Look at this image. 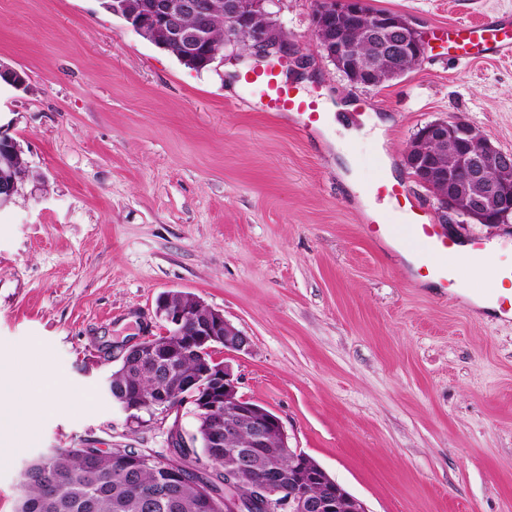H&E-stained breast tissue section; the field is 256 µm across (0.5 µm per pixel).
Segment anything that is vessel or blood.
<instances>
[{"mask_svg":"<svg viewBox=\"0 0 512 512\" xmlns=\"http://www.w3.org/2000/svg\"><path fill=\"white\" fill-rule=\"evenodd\" d=\"M449 50L459 57L476 61L491 56H512V19L488 17L476 23H462L447 31ZM251 94L263 101L266 111L289 112L301 130L317 127L322 116L314 103L308 102L294 87L282 84L277 75L270 71L250 77ZM374 195L395 202L405 215V240L439 256L440 261L428 269V276L439 279V286L445 294L455 295L465 289L462 274L467 267L486 261L487 255L482 241L470 244L467 253L455 252V242L446 234L441 225L432 223L428 214L417 202L416 196L404 184L377 182Z\"/></svg>","mask_w":512,"mask_h":512,"instance_id":"1","label":"vessel or blood"}]
</instances>
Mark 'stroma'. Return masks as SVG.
Returning a JSON list of instances; mask_svg holds the SVG:
<instances>
[{
  "label": "stroma",
  "mask_w": 512,
  "mask_h": 512,
  "mask_svg": "<svg viewBox=\"0 0 512 512\" xmlns=\"http://www.w3.org/2000/svg\"><path fill=\"white\" fill-rule=\"evenodd\" d=\"M406 16L427 43L407 74L350 84L319 55L313 0H278L282 69L328 126L242 104L253 52L187 68L102 0H0V133L30 168L0 209V367L75 407L0 437V512L19 469L46 448L162 451L106 391L125 347L160 335L156 303L195 295L248 337L222 354L240 392L278 416L302 449L369 512H512V318L415 281L391 239L362 217H397L363 197L387 156L437 218L440 202L403 159L427 123L463 119L512 151V59L459 62L433 34L512 16V0H366ZM379 117L382 138L353 128ZM353 160L359 183L343 176ZM455 239L497 242L512 220L453 217Z\"/></svg>",
  "instance_id": "1"
}]
</instances>
